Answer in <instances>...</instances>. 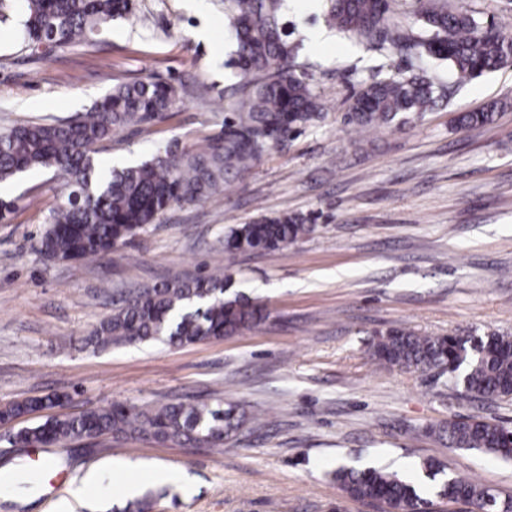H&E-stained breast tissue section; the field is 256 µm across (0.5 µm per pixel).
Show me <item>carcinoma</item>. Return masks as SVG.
Returning a JSON list of instances; mask_svg holds the SVG:
<instances>
[{"label": "carcinoma", "mask_w": 512, "mask_h": 512, "mask_svg": "<svg viewBox=\"0 0 512 512\" xmlns=\"http://www.w3.org/2000/svg\"><path fill=\"white\" fill-rule=\"evenodd\" d=\"M284 0H224V17L235 46L231 65L238 81L230 88L224 126L199 144H168L146 161L105 168L97 146L129 126L162 122L181 101L179 87L145 79L120 83L85 113L0 128V184L32 170L51 169L62 195L51 211L37 251L46 259L104 258L155 223L172 205L199 202L224 191L271 147L321 118L320 95L296 72L297 46L290 41ZM397 0H326L329 21L381 55L402 57L408 74L363 83L347 121L364 130L400 126L420 117L445 96V87L415 73L428 58L448 63L460 82L512 62V38L448 0H413L414 20L393 8ZM132 12L131 0H0V21L16 16L26 47L52 50L79 45L103 34L112 21ZM493 113L464 112L459 126L480 128ZM297 215L263 218L229 229L224 258L245 251L282 250L314 231ZM229 266L193 279L174 278L124 299L89 333L97 349L165 338L176 346L239 335L262 320L260 308L224 298ZM371 356L387 367L439 369L448 382L475 397L512 396V336H418L408 328L378 333ZM43 407L39 399L0 406V421H14ZM247 421L224 399L135 406L114 401L78 414L57 413L15 430L11 446H55L75 439H142L158 444L219 448ZM429 432L454 448L478 450L512 461V429L469 417ZM435 496L463 502L476 512H498L503 500L476 483L445 472L437 460L422 463ZM334 478L352 499L379 505L381 512H426L425 483L385 468L339 467Z\"/></svg>", "instance_id": "cac0c4a2"}]
</instances>
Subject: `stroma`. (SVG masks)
<instances>
[{"instance_id": "1", "label": "stroma", "mask_w": 512, "mask_h": 512, "mask_svg": "<svg viewBox=\"0 0 512 512\" xmlns=\"http://www.w3.org/2000/svg\"><path fill=\"white\" fill-rule=\"evenodd\" d=\"M325 0H286L298 63L320 94L322 118L267 150L220 196L172 206L105 258L50 261L37 243L60 196L50 171H32L5 194L0 221V405L50 393L70 412L207 400L222 392L250 422L221 448L143 440L73 441L14 448L0 438V512H122L151 497L150 512H373L347 497L341 466L427 458L449 474L512 495V463L448 447L425 428L476 416L512 427V397L474 399L438 370L387 368L368 348L377 332L420 336L512 334V63L457 83L443 61L429 76L448 100L419 119L363 131L344 115L361 84L403 71L333 28ZM221 0H133V12L95 40L49 52L24 48L0 22V128L90 109L114 85L152 77L184 89L181 107L149 131L130 126L102 142L100 159L133 164L157 146L190 145L218 131L235 83ZM493 109V123L458 127L461 112ZM299 214L312 234L287 249L234 256L228 295L261 305L252 331L173 347L103 351L89 331L135 289L202 276L224 260L228 227ZM141 472L134 495L111 483L67 497L72 480L114 461Z\"/></svg>"}]
</instances>
